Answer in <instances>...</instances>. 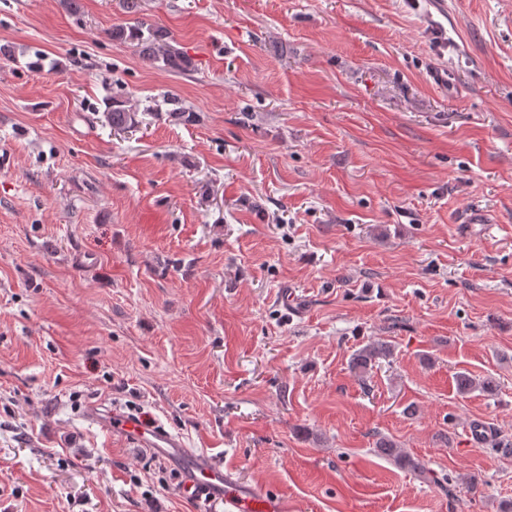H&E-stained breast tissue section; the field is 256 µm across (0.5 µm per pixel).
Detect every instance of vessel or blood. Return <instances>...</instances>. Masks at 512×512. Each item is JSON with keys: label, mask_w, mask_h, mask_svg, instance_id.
I'll use <instances>...</instances> for the list:
<instances>
[{"label": "vessel or blood", "mask_w": 512, "mask_h": 512, "mask_svg": "<svg viewBox=\"0 0 512 512\" xmlns=\"http://www.w3.org/2000/svg\"><path fill=\"white\" fill-rule=\"evenodd\" d=\"M88 415L106 427L121 431L139 447L151 448L187 462L191 474L182 488L185 495L199 500H221L224 512H287L284 502L279 498L266 494L259 485L235 480L224 467L213 463L205 455L192 453L180 435L159 424L148 425L117 410L106 411L96 405L89 407Z\"/></svg>", "instance_id": "vessel-or-blood-1"}]
</instances>
